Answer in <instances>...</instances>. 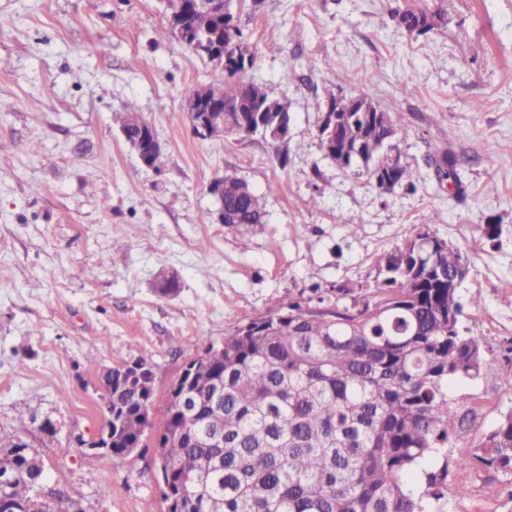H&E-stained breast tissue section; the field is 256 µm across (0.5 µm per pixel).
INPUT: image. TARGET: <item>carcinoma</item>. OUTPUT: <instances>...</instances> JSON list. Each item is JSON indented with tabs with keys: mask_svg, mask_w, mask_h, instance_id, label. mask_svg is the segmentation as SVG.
<instances>
[{
	"mask_svg": "<svg viewBox=\"0 0 512 512\" xmlns=\"http://www.w3.org/2000/svg\"><path fill=\"white\" fill-rule=\"evenodd\" d=\"M442 14L407 9L399 24L426 34ZM224 54L253 65L254 52L240 28L224 30ZM211 96L247 118L273 99L253 82H232L236 72L216 68ZM340 142L360 141V161L395 157L399 187L416 191L418 176L400 154L385 151L387 137L404 131L394 113L371 99L336 98ZM142 121L135 106L118 116L124 130ZM224 214L243 245L266 223L263 199L245 180L224 176ZM429 232L411 247L380 259L386 277L371 299L325 308L288 305L267 316H240L224 340L208 344L212 368L224 376V397L214 403L211 378L197 377L195 410L178 412L166 430L184 437L163 449L172 467L165 482L184 512H447L448 475L473 460L512 469V410L480 444L482 454H448L468 414L467 397L452 398L453 384L475 381L485 362L481 337L464 326L460 287L467 259L450 245L432 253ZM120 373L106 376L114 390L122 441L142 439L148 421L136 388L115 393ZM13 437L0 432V477L21 509L43 482L42 470L23 468L11 452Z\"/></svg>",
	"mask_w": 512,
	"mask_h": 512,
	"instance_id": "cac0c4a2",
	"label": "carcinoma"
}]
</instances>
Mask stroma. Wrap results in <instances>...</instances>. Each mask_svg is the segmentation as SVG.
Masks as SVG:
<instances>
[{"mask_svg":"<svg viewBox=\"0 0 512 512\" xmlns=\"http://www.w3.org/2000/svg\"><path fill=\"white\" fill-rule=\"evenodd\" d=\"M446 23L408 34L406 9ZM266 86L291 117L287 140L198 137L187 87L214 64L166 34L164 0H0V430L32 448L47 488L80 512H164L154 432L167 394L204 342L241 314L344 303L380 286L382 256L427 230L468 258L464 324L486 344L481 377L456 385L476 413L473 452L512 390V0H233ZM419 85L407 91V80ZM399 113L393 144L417 189L381 193L324 153L319 109L334 93ZM150 123L158 169L140 166L115 115ZM454 159L458 180L440 168ZM265 197L249 247L218 223L211 180ZM142 358L154 377L152 429L123 458L87 449L105 424L101 371ZM467 496L448 512H512V472L479 463L449 476Z\"/></svg>","mask_w":512,"mask_h":512,"instance_id":"1","label":"stroma"}]
</instances>
